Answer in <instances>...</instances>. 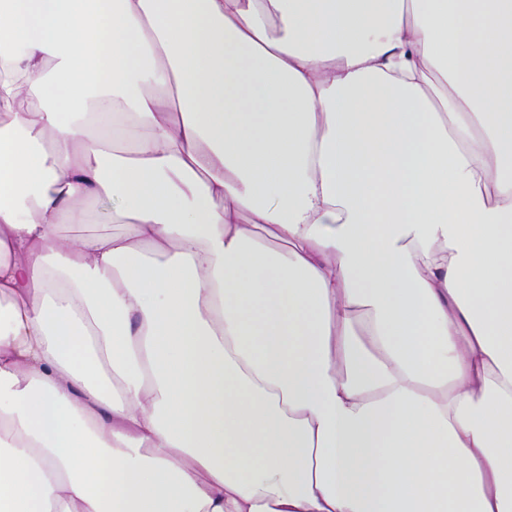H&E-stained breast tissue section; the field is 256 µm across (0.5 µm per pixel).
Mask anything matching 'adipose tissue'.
<instances>
[{
  "mask_svg": "<svg viewBox=\"0 0 512 512\" xmlns=\"http://www.w3.org/2000/svg\"><path fill=\"white\" fill-rule=\"evenodd\" d=\"M472 3L0 0V512H512ZM86 224H62L60 234L67 238L77 237L88 232H120L121 224H113L107 205L90 202L85 206Z\"/></svg>",
  "mask_w": 512,
  "mask_h": 512,
  "instance_id": "obj_1",
  "label": "adipose tissue"
}]
</instances>
